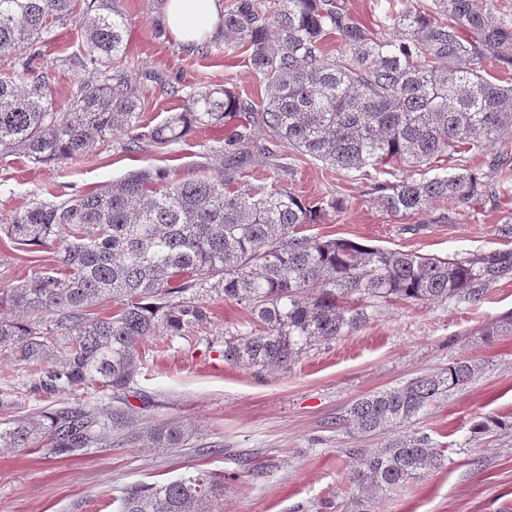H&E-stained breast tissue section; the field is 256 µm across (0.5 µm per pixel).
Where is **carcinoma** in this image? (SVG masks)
I'll return each instance as SVG.
<instances>
[{
    "label": "carcinoma",
    "mask_w": 512,
    "mask_h": 512,
    "mask_svg": "<svg viewBox=\"0 0 512 512\" xmlns=\"http://www.w3.org/2000/svg\"><path fill=\"white\" fill-rule=\"evenodd\" d=\"M377 36L340 0H235L212 37L182 47L208 56L241 46L264 81L265 97H242L214 85L185 96L174 112L140 133L148 89L129 79L126 16L118 0H0V155L65 164L102 148L120 133L136 154L150 142L165 149L195 127H223L224 170L184 180L172 171L140 170L58 204L35 202L0 221L18 244L49 243L57 267L0 287V352L31 368L47 393L93 388L118 396L142 366L139 346L153 336H183L210 322L199 299L216 291L246 309L254 331L224 338V361L286 367L317 340L364 327L382 302L481 299L488 284L512 275V248L440 258L365 246L348 239L298 235L344 209L337 197L313 205L283 185L246 188L240 178L251 152V123L295 154L338 169L395 165L377 183L389 215L409 217L436 201L467 206L494 184H512V153L500 152L489 173L462 155L496 143L512 127V86L485 76V65H512V25L494 21L482 0H430L404 8L386 0ZM79 25V50L57 59L76 74L68 107L34 73L44 38ZM341 41L327 53L328 38ZM95 77L85 79L81 72ZM170 97L182 89L158 72L145 74ZM458 158L451 172L416 178L409 170ZM495 177L487 181L488 174ZM110 304L112 313L92 311ZM482 371L471 359L370 393L347 410L343 425L365 436H392L363 448L343 512H372L374 500L445 466V449L427 433L400 427L432 402L471 383ZM138 432L155 448H180L177 421L140 426L124 408L107 419L73 405L0 422V447L40 442L55 455L79 457L112 445V428ZM473 436H512V420L484 416ZM224 482L199 471L166 483L134 485L119 512H214Z\"/></svg>",
    "instance_id": "carcinoma-1"
}]
</instances>
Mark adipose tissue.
Wrapping results in <instances>:
<instances>
[{
    "mask_svg": "<svg viewBox=\"0 0 512 512\" xmlns=\"http://www.w3.org/2000/svg\"><path fill=\"white\" fill-rule=\"evenodd\" d=\"M222 0H164L163 13L173 39L188 46L218 30Z\"/></svg>",
    "mask_w": 512,
    "mask_h": 512,
    "instance_id": "obj_1",
    "label": "adipose tissue"
}]
</instances>
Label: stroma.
<instances>
[{
  "label": "stroma",
  "mask_w": 512,
  "mask_h": 512,
  "mask_svg": "<svg viewBox=\"0 0 512 512\" xmlns=\"http://www.w3.org/2000/svg\"><path fill=\"white\" fill-rule=\"evenodd\" d=\"M122 6L128 51L138 62L129 72L133 82L157 71L187 93L223 83L245 97L263 96L243 51L185 54L177 42L154 38L158 0H122ZM76 48L71 26L55 29L42 48V69L59 107L68 101L74 74L58 68L56 59ZM123 142L114 137L107 148L58 166L0 155V218L35 201L77 197L134 170L162 168L190 179L224 165V134L210 128L194 129L160 153L131 155ZM278 162L293 168L282 178L291 192L311 202L338 196L347 205L323 223L301 226L302 235L440 257L512 247V189L467 207L440 201L399 218L378 205L373 180L361 172L292 154L284 145L272 158L254 154L249 185H270ZM56 258L54 247L21 245L0 234V286L53 268ZM206 302L210 324L143 343L146 366L124 400L145 423L183 422L192 432L187 445L149 448L117 429L111 447L77 458L36 447L0 448V512H117L127 487L197 470L223 477L221 512H342L355 449L378 447L381 439L339 427V417L358 398L460 358L480 362L481 374L407 425L444 447L445 467L387 493L374 512H512V440L489 434L475 442L469 432L475 416L512 417V277L488 284L476 302L384 303L359 331L314 342L288 366L265 369L224 360L225 337L252 329L247 310L214 293ZM75 402L101 414L113 406L91 389L38 391L23 366L0 354V420Z\"/></svg>",
  "instance_id": "35a3bbf8"
}]
</instances>
